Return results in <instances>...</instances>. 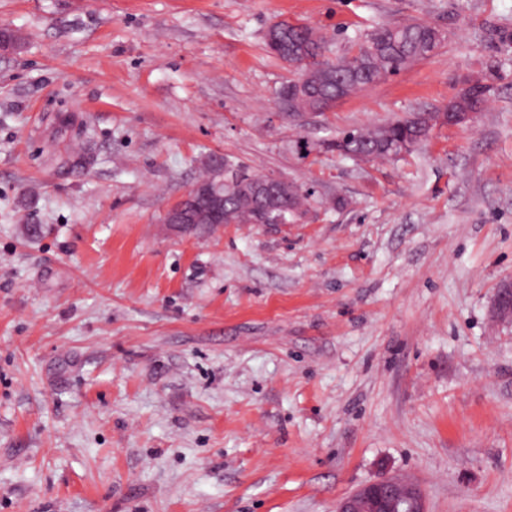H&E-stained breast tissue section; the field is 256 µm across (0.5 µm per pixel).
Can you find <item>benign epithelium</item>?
<instances>
[{
    "label": "benign epithelium",
    "mask_w": 512,
    "mask_h": 512,
    "mask_svg": "<svg viewBox=\"0 0 512 512\" xmlns=\"http://www.w3.org/2000/svg\"><path fill=\"white\" fill-rule=\"evenodd\" d=\"M224 183L249 185L256 195L266 198L267 207L280 206L279 199L288 196L291 184L288 180L265 175L261 178L242 176L229 166H224ZM198 195L209 201L212 219L219 224L229 223L224 212V191L220 186H195L192 194L185 195L168 209L167 223L186 224L192 215L185 212V203L191 195ZM494 305L497 318L512 319V284L505 283L498 288ZM336 512H427L421 488L407 478H387L369 483L336 504Z\"/></svg>",
    "instance_id": "benign-epithelium-1"
}]
</instances>
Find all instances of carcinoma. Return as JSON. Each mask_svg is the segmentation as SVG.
Here are the masks:
<instances>
[{"label": "carcinoma", "instance_id": "1", "mask_svg": "<svg viewBox=\"0 0 512 512\" xmlns=\"http://www.w3.org/2000/svg\"><path fill=\"white\" fill-rule=\"evenodd\" d=\"M266 42L282 61H287L290 47L300 51L297 59L304 61L291 70L292 78L281 88L280 100L299 99L304 107L320 112L413 62L433 56L443 45L438 29L419 22L367 29L342 55L334 53L313 27L301 22H288V33L280 41L268 38ZM300 72L308 74L307 82L301 86L295 78ZM498 79L500 74L491 67L485 77L475 81L442 109L414 112L371 129L347 131L327 148L357 161L396 159L410 154L428 138L435 126L450 123L456 113L482 110ZM306 203L307 195L297 186L281 208L269 213L263 201L242 191L224 199L226 213L238 224H250L265 212L268 213L267 223L285 224L290 218L302 216Z\"/></svg>", "mask_w": 512, "mask_h": 512}]
</instances>
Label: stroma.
Wrapping results in <instances>:
<instances>
[{"label":"stroma","mask_w":512,"mask_h":512,"mask_svg":"<svg viewBox=\"0 0 512 512\" xmlns=\"http://www.w3.org/2000/svg\"><path fill=\"white\" fill-rule=\"evenodd\" d=\"M279 17L447 39L295 122ZM0 28V512H336L395 475L512 512V0H0ZM492 66L470 125L328 150ZM226 161L305 214L165 224Z\"/></svg>","instance_id":"stroma-1"}]
</instances>
